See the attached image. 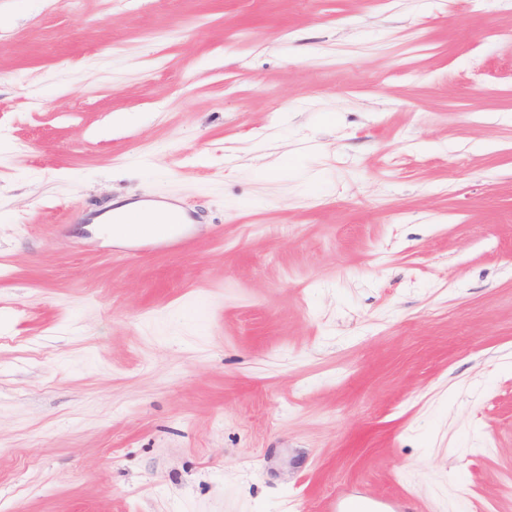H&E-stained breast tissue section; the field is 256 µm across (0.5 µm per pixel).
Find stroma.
I'll return each mask as SVG.
<instances>
[{"label":"stroma","instance_id":"35a3bbf8","mask_svg":"<svg viewBox=\"0 0 512 512\" xmlns=\"http://www.w3.org/2000/svg\"><path fill=\"white\" fill-rule=\"evenodd\" d=\"M351 488L512 512V0H0V512ZM167 210L172 209L149 206L143 202H133L119 206L116 212H133L140 215L147 222V224H139L142 226H165L169 225L165 224L169 217Z\"/></svg>","mask_w":512,"mask_h":512}]
</instances>
